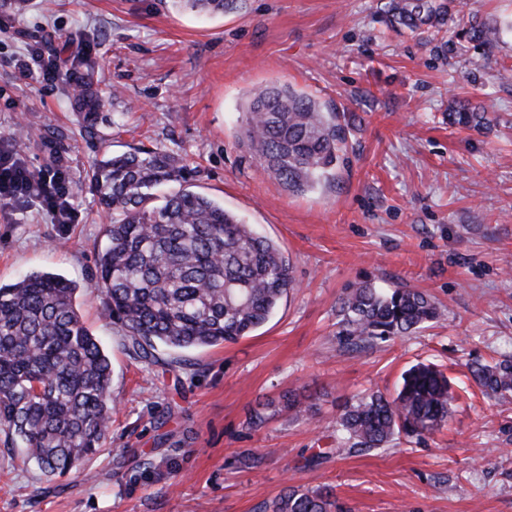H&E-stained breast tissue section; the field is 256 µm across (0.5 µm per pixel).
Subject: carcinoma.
Here are the masks:
<instances>
[{"mask_svg":"<svg viewBox=\"0 0 512 512\" xmlns=\"http://www.w3.org/2000/svg\"><path fill=\"white\" fill-rule=\"evenodd\" d=\"M236 0H174L198 13H222ZM393 21L411 30L447 25L469 41L493 47L512 24L490 26L466 0H392ZM75 107L96 121L103 107L90 90L95 64ZM448 121L469 130L491 126L487 107L457 102ZM239 142L270 176L302 193L335 178L347 147L338 113L291 86L251 93ZM183 159L136 149L97 161L90 182L110 216L93 288L104 295V318L129 338L138 359L157 362L158 347L181 350L238 341L268 321L294 287L288 258L216 201L190 189ZM171 183L175 191L159 190ZM77 285L32 272L0 285V428L21 442L24 456L61 477L104 445L112 417L110 356L74 303ZM440 317L424 292L358 283L339 301L337 339L351 348L417 332ZM471 376L487 397L512 395V361L475 362ZM455 400L448 376L417 363L395 395L372 392L345 401L336 416L339 446L373 450L401 438L432 435L448 422ZM265 512H350L334 494L294 487Z\"/></svg>","mask_w":512,"mask_h":512,"instance_id":"obj_1","label":"carcinoma"}]
</instances>
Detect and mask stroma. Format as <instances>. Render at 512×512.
<instances>
[{"instance_id":"1","label":"stroma","mask_w":512,"mask_h":512,"mask_svg":"<svg viewBox=\"0 0 512 512\" xmlns=\"http://www.w3.org/2000/svg\"><path fill=\"white\" fill-rule=\"evenodd\" d=\"M390 0H240L230 14L170 0H0V148L23 143L34 170L59 148L77 220L0 209V283L30 272L73 281L76 305L112 361L116 411L101 450L62 478L8 451L0 433V512H263L289 487L330 489L352 512H512V397L492 400L471 363L512 358V35L493 49L455 29L390 26ZM39 48L60 76L23 78ZM90 48L118 86L94 125L70 94L72 57ZM289 84L344 112L350 165L288 192L238 144L248 94ZM489 102L496 121L450 126L454 97ZM134 148L183 156L194 191L276 242L294 290L262 327L189 352L171 369L130 357L90 286L108 219L89 174ZM404 285L437 303L418 333L353 350L336 338L353 283ZM439 366L455 400L447 425L412 443L337 449V406L402 373ZM292 393L310 405L282 411ZM265 422L247 424L254 411Z\"/></svg>"}]
</instances>
